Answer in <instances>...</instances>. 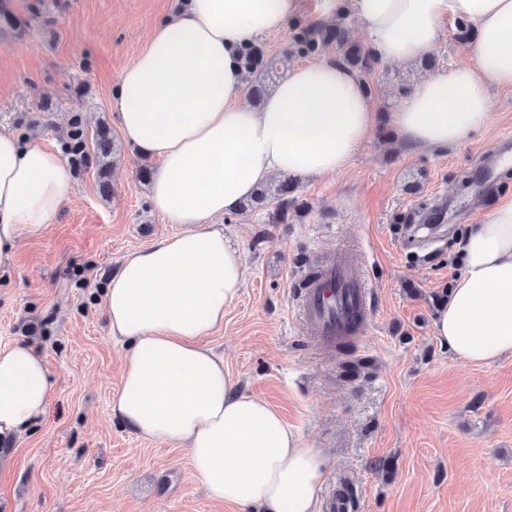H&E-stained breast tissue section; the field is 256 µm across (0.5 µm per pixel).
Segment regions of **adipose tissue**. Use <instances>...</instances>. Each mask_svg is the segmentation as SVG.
<instances>
[{
  "instance_id": "1",
  "label": "adipose tissue",
  "mask_w": 512,
  "mask_h": 512,
  "mask_svg": "<svg viewBox=\"0 0 512 512\" xmlns=\"http://www.w3.org/2000/svg\"><path fill=\"white\" fill-rule=\"evenodd\" d=\"M345 3L390 63L431 54L442 18L470 25L476 67L428 75L391 118L406 142L429 150L488 128L490 88L512 89V0H325L323 12ZM300 9L301 0H178L114 90L123 137L159 161L151 204L184 230L128 253L104 291L112 334L129 344L112 413L185 448L200 485L242 512H318L329 458L304 447L206 344L246 277L221 220L272 176L343 170L373 126L363 81L333 60L290 66L260 105L245 97V48ZM71 181L64 153L0 128V268L22 234L49 223ZM457 253L463 272L434 334L459 359L491 364L512 354V197L469 225ZM52 390L32 346L0 349V443L44 413Z\"/></svg>"
}]
</instances>
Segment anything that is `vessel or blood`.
<instances>
[{
    "label": "vessel or blood",
    "instance_id": "1",
    "mask_svg": "<svg viewBox=\"0 0 512 512\" xmlns=\"http://www.w3.org/2000/svg\"><path fill=\"white\" fill-rule=\"evenodd\" d=\"M371 303V290L358 267L342 262L324 266L296 298L302 321L327 346L348 337L353 323H367Z\"/></svg>",
    "mask_w": 512,
    "mask_h": 512
}]
</instances>
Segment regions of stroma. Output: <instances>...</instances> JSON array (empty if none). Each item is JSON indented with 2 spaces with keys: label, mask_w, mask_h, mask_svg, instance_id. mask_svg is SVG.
Wrapping results in <instances>:
<instances>
[{
  "label": "stroma",
  "mask_w": 512,
  "mask_h": 512,
  "mask_svg": "<svg viewBox=\"0 0 512 512\" xmlns=\"http://www.w3.org/2000/svg\"><path fill=\"white\" fill-rule=\"evenodd\" d=\"M174 2L0 0V126L50 149L105 126L117 147L109 192L86 148L68 198L0 271V348L31 344L54 378L45 412L9 446L0 512H240L202 490L184 449L111 410L127 345L110 332L104 288L126 254L180 230L151 206L139 171L157 161L124 139L113 90ZM322 6L303 0L279 35L258 40L263 54L290 66L343 62L350 47L373 53L349 10L334 21L345 43L297 53L298 34L325 28ZM442 27L434 69L474 65L470 29L448 18ZM424 74L380 58L359 70L371 135L342 171L297 182L303 213L285 224L262 212L224 216L247 273L208 343L308 447L324 450L331 466L321 490L350 483L355 512H512V355L469 364L433 334L462 272L460 235L512 196V90L490 89L487 130L427 150L388 122ZM344 252L373 291L353 343L372 366L356 379L340 369L343 350L316 346L292 306L310 270Z\"/></svg>",
  "instance_id": "stroma-1"
}]
</instances>
